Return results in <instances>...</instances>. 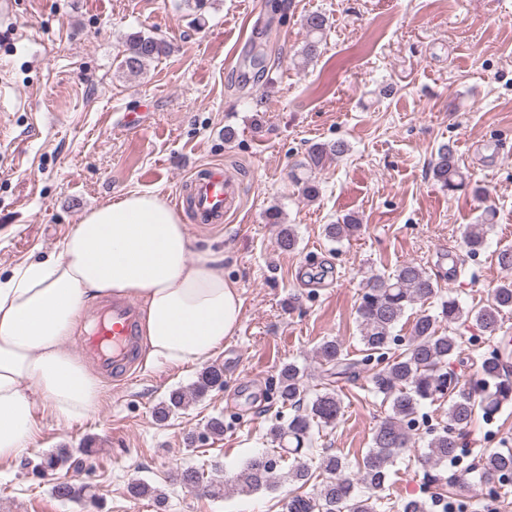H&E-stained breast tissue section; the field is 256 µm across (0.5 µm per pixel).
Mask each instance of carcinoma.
I'll use <instances>...</instances> for the list:
<instances>
[{
	"mask_svg": "<svg viewBox=\"0 0 512 512\" xmlns=\"http://www.w3.org/2000/svg\"><path fill=\"white\" fill-rule=\"evenodd\" d=\"M327 26L328 19L320 13L306 17L304 27L308 40L301 49L303 60L316 57ZM169 52L170 46L164 40L140 31L133 32L124 42L118 68L140 73L148 64ZM347 151V144L342 140L316 144L309 149L305 173L294 175V179L303 185V193L308 200H313L319 193L316 180L312 178L313 170L323 166L325 160L341 157ZM432 175L443 189L450 192L467 185V176L459 159L447 144L437 150ZM493 218L494 211L490 208L485 212L483 223L469 226L464 236L467 253L476 254L485 248ZM360 229L357 219L349 215L338 224L326 225L325 233L330 240L339 242ZM437 288L431 276L413 262L400 265L387 277L371 276L358 308L365 356L360 360L347 358L342 344L333 339L317 347L316 357L326 366L329 377L354 375L359 372V367L373 361L380 365L370 378L371 392L383 396V402L389 404V415L376 428L372 446L358 463L357 473L348 472L340 457L323 455L321 469L326 477L317 493L292 497L288 501L287 512H376L377 502L382 499L381 493L389 482L390 467L408 448L409 426L424 403L448 400V426L428 444L426 465L430 472L426 477L432 482L436 476L431 471L459 455V432L474 422L477 412H482V417L488 419L512 403V377L504 373V354L497 352L482 361L481 379L477 386H462L448 371V359L459 349L458 337L451 331L440 330L441 322L452 324L466 315L472 317L483 332L494 335L502 312L512 310V279L494 288L487 303L477 309L466 311L457 299L450 297L440 301L436 313L418 314L407 348L395 358H389L391 346L397 342L393 331L408 308L436 297ZM223 385V370L210 367L199 374L192 394L201 398ZM278 393L283 402L298 408V411L287 424L273 425L269 435L283 452L296 458L295 465L288 470V480L304 486L312 474L299 461L303 447L312 443L315 431L336 425L343 414V401L329 382L323 391H311L302 381L301 369L295 363H288L280 370ZM186 405V392L175 389L155 409V418L165 423ZM68 462L75 468L79 467V463L71 460L67 449L59 448L43 455L34 469L43 475ZM507 473H512V448L492 453L484 459L479 484L485 485ZM180 479L189 488L201 486L209 495L221 498L230 489L241 492L274 489L281 483L282 476L278 472L277 458L266 454L248 459L229 484L214 480L205 483L203 475L194 468L182 471ZM129 492L137 498H152L158 507L164 505L165 497L145 482L131 484ZM52 494L60 499L84 496L92 506H98L97 497L89 488H77L67 481L56 482L52 486Z\"/></svg>",
	"mask_w": 512,
	"mask_h": 512,
	"instance_id": "cac0c4a2",
	"label": "carcinoma"
}]
</instances>
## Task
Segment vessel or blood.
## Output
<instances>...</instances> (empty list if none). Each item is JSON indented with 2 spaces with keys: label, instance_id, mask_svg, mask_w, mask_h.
<instances>
[{
  "label": "vessel or blood",
  "instance_id": "obj_1",
  "mask_svg": "<svg viewBox=\"0 0 512 512\" xmlns=\"http://www.w3.org/2000/svg\"><path fill=\"white\" fill-rule=\"evenodd\" d=\"M233 175L222 167L195 168L185 192L176 194L178 207L193 212L197 223L220 224L236 209ZM139 315L135 304L118 300L107 304L92 326L81 333L80 347L109 376L124 377L134 366L140 348Z\"/></svg>",
  "mask_w": 512,
  "mask_h": 512
}]
</instances>
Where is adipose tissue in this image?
<instances>
[{
  "label": "adipose tissue",
  "instance_id": "obj_1",
  "mask_svg": "<svg viewBox=\"0 0 512 512\" xmlns=\"http://www.w3.org/2000/svg\"><path fill=\"white\" fill-rule=\"evenodd\" d=\"M193 245L161 195L132 190L89 210L58 257L22 264L0 280L1 462L31 453L38 404L69 421L97 407L96 377L65 346L97 299L139 300L156 364L206 362L234 335L242 300L224 279V258L191 259Z\"/></svg>",
  "mask_w": 512,
  "mask_h": 512
}]
</instances>
